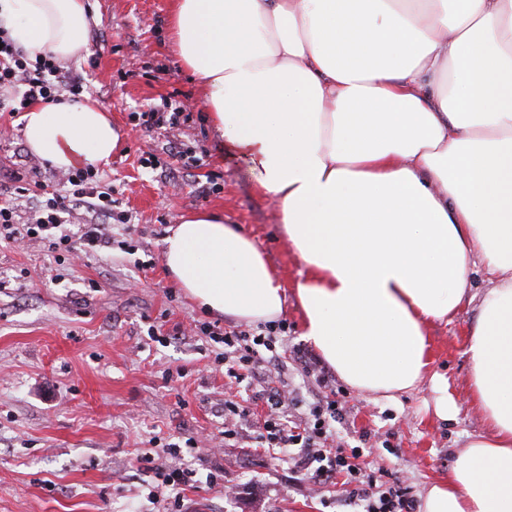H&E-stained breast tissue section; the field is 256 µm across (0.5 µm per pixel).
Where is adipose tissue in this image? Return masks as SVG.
Wrapping results in <instances>:
<instances>
[{
  "instance_id": "obj_1",
  "label": "adipose tissue",
  "mask_w": 512,
  "mask_h": 512,
  "mask_svg": "<svg viewBox=\"0 0 512 512\" xmlns=\"http://www.w3.org/2000/svg\"><path fill=\"white\" fill-rule=\"evenodd\" d=\"M88 0H0L29 55L86 46ZM168 32L225 144L304 267L303 334L350 387L392 400L430 380L431 325L489 284L467 329L469 400L486 432L423 512H512V0H171ZM30 150L64 170L109 163L121 132L94 104L31 106ZM171 276L203 308L276 319L283 283L223 215L171 228Z\"/></svg>"
}]
</instances>
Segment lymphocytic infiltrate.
<instances>
[{"instance_id": "f902f5d3", "label": "lymphocytic infiltrate", "mask_w": 512, "mask_h": 512, "mask_svg": "<svg viewBox=\"0 0 512 512\" xmlns=\"http://www.w3.org/2000/svg\"><path fill=\"white\" fill-rule=\"evenodd\" d=\"M83 92L81 77L64 71L54 56H30L0 29V112H21L33 103L76 102ZM31 183V178L14 176L12 187L0 195V242H28L54 254H88L112 247L111 222L128 221L126 214H113L112 188L93 167H75L61 174L57 189L41 196L34 213L25 219L21 204L30 194ZM199 330L221 345L215 360L236 385L258 382L262 364L276 366L281 361L279 335L284 323L258 332L203 322ZM287 401L282 386L268 382V412L254 436L260 447L276 449L278 458L295 461L315 481L344 477L355 512H415V501L406 488L365 470L361 460L369 456V449L331 444L332 433L344 417L336 400L317 399L295 419L286 410Z\"/></svg>"}]
</instances>
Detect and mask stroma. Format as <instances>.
<instances>
[{"label":"stroma","instance_id":"stroma-1","mask_svg":"<svg viewBox=\"0 0 512 512\" xmlns=\"http://www.w3.org/2000/svg\"><path fill=\"white\" fill-rule=\"evenodd\" d=\"M170 0H94L98 37L65 62L87 86L85 100L107 112L122 138L104 166L114 211V236L130 234L138 250L112 248L90 258L58 262L40 247L0 243V512H158L151 493L155 472L137 455L151 445L182 443L224 428V371L216 346L194 332L207 320L169 276L161 261L171 225L197 210H217L253 238L287 291L284 361L313 352L302 330L294 283L301 265L262 197L248 160L230 155L201 102L204 91L183 66L167 29ZM190 105L181 125L144 130L134 115L163 105ZM15 136L0 141V185L28 173L36 159L23 126L0 115ZM194 149L200 165L169 155L168 141ZM153 164H146V157ZM212 183L207 197L198 184ZM62 283H54V275ZM475 304H463L451 322L430 329L433 369L444 375L460 407L456 419L434 414L429 381L394 400L372 398L337 382L345 407L346 447L368 434L375 466L400 480L416 501L432 481L448 478L463 447L484 431L468 401L470 365L466 329ZM156 336H149V328ZM163 468L195 470L198 483L179 491L181 512H344L341 481L311 484L286 463L242 440L158 459ZM222 473L232 497L207 487V473Z\"/></svg>","mask_w":512,"mask_h":512}]
</instances>
